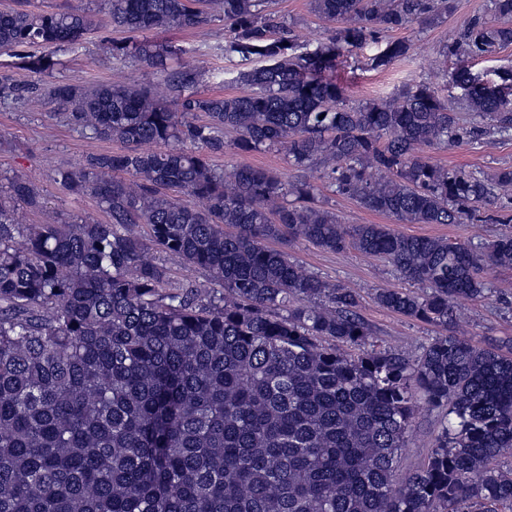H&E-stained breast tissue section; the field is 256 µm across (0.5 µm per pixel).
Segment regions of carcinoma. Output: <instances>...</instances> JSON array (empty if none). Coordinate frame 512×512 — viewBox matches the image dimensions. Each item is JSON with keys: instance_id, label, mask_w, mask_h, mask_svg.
I'll return each mask as SVG.
<instances>
[{"instance_id": "cac0c4a2", "label": "carcinoma", "mask_w": 512, "mask_h": 512, "mask_svg": "<svg viewBox=\"0 0 512 512\" xmlns=\"http://www.w3.org/2000/svg\"><path fill=\"white\" fill-rule=\"evenodd\" d=\"M309 5L335 27L298 55L276 0H106L124 33L222 20L229 51L264 65L240 73L242 92L204 95L195 70L168 72L171 47L114 40L112 56L164 75L174 95L53 86L71 124L127 149L59 172L106 223L23 224L0 202V512H512V354L447 335L414 360L378 351L357 293L288 253L304 241L383 258L423 293L382 288L377 303L420 321L446 325L454 300L487 298L490 272L512 265L511 230L487 243L406 236L346 224L316 199L330 189L399 224L511 225L512 207L498 204L511 167L479 177L422 148L512 130V73L490 83L457 68L456 105L428 83L351 103L330 77L341 59L383 32L432 25L453 0ZM488 10L493 21L443 53L512 45V0ZM96 25L89 10L1 9L0 49L74 44ZM409 49L389 41L368 65ZM24 65L49 74L57 62ZM461 109L486 127L462 123ZM228 133L242 152L285 151L294 174L215 168ZM315 167L319 185L307 179ZM6 189L42 209L28 178ZM155 250L206 272L210 287L170 286ZM422 404L446 423L398 482Z\"/></svg>"}]
</instances>
